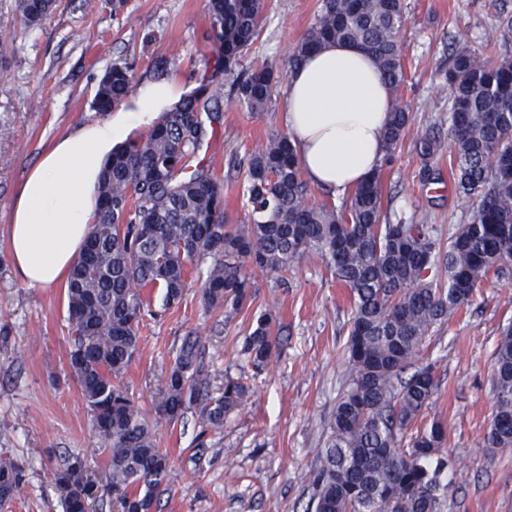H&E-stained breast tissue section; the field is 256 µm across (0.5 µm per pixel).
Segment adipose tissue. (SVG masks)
Listing matches in <instances>:
<instances>
[{
    "label": "adipose tissue",
    "instance_id": "adipose-tissue-1",
    "mask_svg": "<svg viewBox=\"0 0 512 512\" xmlns=\"http://www.w3.org/2000/svg\"><path fill=\"white\" fill-rule=\"evenodd\" d=\"M172 75L144 79L102 120L56 138L30 169L11 210L8 250L33 288L65 282L96 221L101 173L112 152L151 128L185 95ZM394 91L356 45L331 43L289 71L280 118L305 180L344 197L387 156Z\"/></svg>",
    "mask_w": 512,
    "mask_h": 512
}]
</instances>
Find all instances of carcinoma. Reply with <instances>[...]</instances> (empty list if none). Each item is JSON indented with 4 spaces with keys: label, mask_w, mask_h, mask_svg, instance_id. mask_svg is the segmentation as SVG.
Here are the masks:
<instances>
[{
    "label": "carcinoma",
    "mask_w": 512,
    "mask_h": 512,
    "mask_svg": "<svg viewBox=\"0 0 512 512\" xmlns=\"http://www.w3.org/2000/svg\"><path fill=\"white\" fill-rule=\"evenodd\" d=\"M56 0H17L32 28ZM263 0H210L220 65L233 76L236 102L264 112L280 81L264 64L241 73L243 56L259 30ZM403 0H322L314 24L288 57L292 68L328 42L362 47L388 83L404 80L398 34ZM451 92L448 135L455 148L456 191L473 201L444 248L431 224L391 221L382 214L380 179L357 187L338 209L307 202L308 184L290 137L273 135L246 164L251 220L224 221V192L197 155L220 124L223 95L213 82L183 97L149 131L112 153L99 190L98 221L87 255L79 256L66 286L68 365L101 441L108 476L89 474L84 457L71 455L51 472L62 512H90L109 498L118 512H156L171 469L156 445L159 422L172 424L189 410L198 417L199 446L241 405L247 386L226 378L213 396L204 345L188 336L163 377L149 419L122 381L138 347L145 316H154L139 289L163 292L166 308L180 302L187 264L210 260L203 299L210 308L238 311L252 299L250 269L288 270L308 254L321 257L349 288L352 318L346 343L350 383L336 402L327 446L313 471L311 512H443L441 477L450 461L448 427L419 422L439 389L432 364H417L431 330L467 305L493 272L512 273V54L479 60L465 49L448 57ZM135 75L126 62L106 71L93 103L106 114L131 93ZM409 115L395 106L386 132L388 149L402 139ZM441 137L417 142L420 178L438 179L433 161ZM277 315L262 311L243 337L240 352L260 372L277 352ZM494 411L484 441L512 450V323L503 327L494 354ZM26 482L24 461L0 456V508Z\"/></svg>",
    "instance_id": "carcinoma-1"
}]
</instances>
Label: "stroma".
Returning <instances> with one entry per match:
<instances>
[{"instance_id": "1", "label": "stroma", "mask_w": 512, "mask_h": 512, "mask_svg": "<svg viewBox=\"0 0 512 512\" xmlns=\"http://www.w3.org/2000/svg\"><path fill=\"white\" fill-rule=\"evenodd\" d=\"M322 0H264L259 36L242 66L284 67L308 32ZM401 33L405 78L395 101L409 114L399 145L380 171L385 212L441 234L467 221L472 203L456 192L454 149L436 159L442 178L423 184L415 145L431 127L448 128L450 91L443 68L449 50L485 59L504 53L501 22L512 0H404ZM208 0H130L112 14L105 0H59L28 29L15 0H0V453L29 471L6 512H61L50 473L72 454L104 474L101 443L67 362L64 286L30 288L15 275L5 246L10 212L29 168L55 138L98 119L92 106L112 63L133 66L137 78L159 73L193 86L216 65ZM282 97L249 112L225 99L224 115L204 155L224 189V219L248 221L243 160L283 132ZM208 262L186 268L181 301L143 321L138 351L124 383L152 411L159 383L183 339L200 337L212 389L226 377L249 388L245 402L210 433L196 454L197 416L159 423L156 442L171 458L159 512H304L312 472L329 435L336 401L350 381L345 354L351 299L318 255L284 275L253 274V302L234 314L208 309L202 285ZM278 312L279 352L262 371L239 353L254 315ZM512 323V276H489L468 306L434 329L422 351L434 364L439 390L424 421L448 425L446 453L454 464L443 480L444 512H512V452L486 448L493 412L491 372L502 326Z\"/></svg>"}]
</instances>
